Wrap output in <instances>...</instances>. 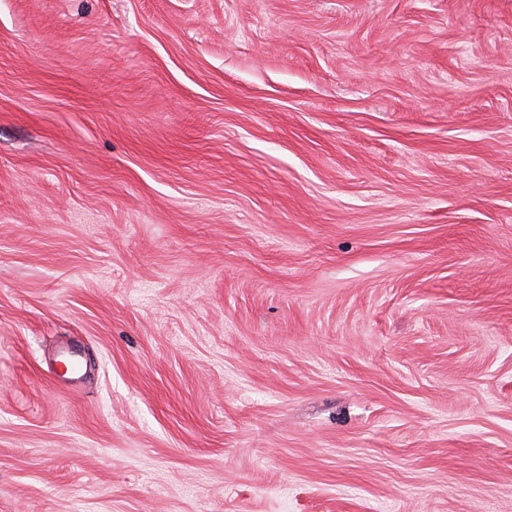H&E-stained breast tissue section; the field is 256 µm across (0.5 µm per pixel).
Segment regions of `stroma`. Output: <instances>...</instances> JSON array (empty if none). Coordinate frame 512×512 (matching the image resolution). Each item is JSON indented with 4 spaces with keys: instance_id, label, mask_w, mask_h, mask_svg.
Listing matches in <instances>:
<instances>
[{
    "instance_id": "obj_1",
    "label": "stroma",
    "mask_w": 512,
    "mask_h": 512,
    "mask_svg": "<svg viewBox=\"0 0 512 512\" xmlns=\"http://www.w3.org/2000/svg\"><path fill=\"white\" fill-rule=\"evenodd\" d=\"M0 512H512V0H0Z\"/></svg>"
}]
</instances>
